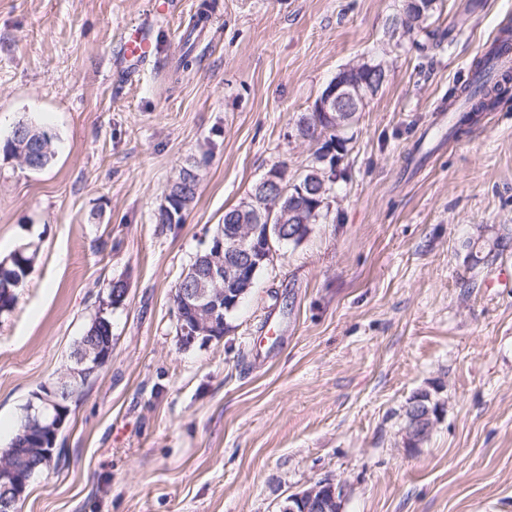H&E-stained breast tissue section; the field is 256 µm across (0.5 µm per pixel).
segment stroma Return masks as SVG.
Instances as JSON below:
<instances>
[{"label": "stroma", "instance_id": "stroma-1", "mask_svg": "<svg viewBox=\"0 0 512 512\" xmlns=\"http://www.w3.org/2000/svg\"><path fill=\"white\" fill-rule=\"evenodd\" d=\"M154 58L126 26L151 0H0V143L31 121L51 165L0 160V260L38 246L0 313V448L64 372L112 281V358L71 402L58 461L20 512H279L319 480L343 512H512V239L469 269L467 240L512 229V100L449 136L434 109L512 22V0H443L393 36L402 0H168ZM213 38L180 67L199 5ZM388 78L342 135L326 220L277 245L231 318L183 345L174 289L224 212L271 167L304 176L297 130L340 70ZM197 164L183 223L155 215ZM443 410L420 448L403 412ZM150 18L146 23L132 26L122 42V54L127 61L144 63L155 52V46L149 33Z\"/></svg>", "mask_w": 512, "mask_h": 512}]
</instances>
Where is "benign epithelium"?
<instances>
[{"label": "benign epithelium", "instance_id": "1", "mask_svg": "<svg viewBox=\"0 0 512 512\" xmlns=\"http://www.w3.org/2000/svg\"><path fill=\"white\" fill-rule=\"evenodd\" d=\"M373 79L365 84L355 83L348 71H343L332 85L317 99L312 110L316 112H352L358 103L378 91L387 79L381 66H372ZM12 143L15 152L11 158L18 160L29 169L40 168L44 162L40 145L32 134L18 126L13 131ZM288 172L278 168L267 172L260 180L258 189L270 191L267 209L259 213V230L253 224H234L226 230H219L202 250L203 260L187 269L179 285L176 301L181 331L194 340L200 333L209 342L220 341L232 331L224 320V311L237 306L240 296L247 288L239 287L240 282L253 276L260 264L273 257V239L282 236L284 229L280 220L273 219L291 186L286 184ZM78 353L75 365L55 381L43 385L22 411V430L33 448L45 455L52 454L47 439L57 440L70 414L66 404L69 397L78 393L84 382L98 371L112 357V352L102 349L98 340L76 345ZM435 425L432 410L418 408L409 431L428 435ZM30 478L17 474L16 468L8 462L0 463V485L10 490V502H0V512H9L10 504L26 497ZM346 489L342 482L324 480L288 496L281 512H343Z\"/></svg>", "mask_w": 512, "mask_h": 512}]
</instances>
